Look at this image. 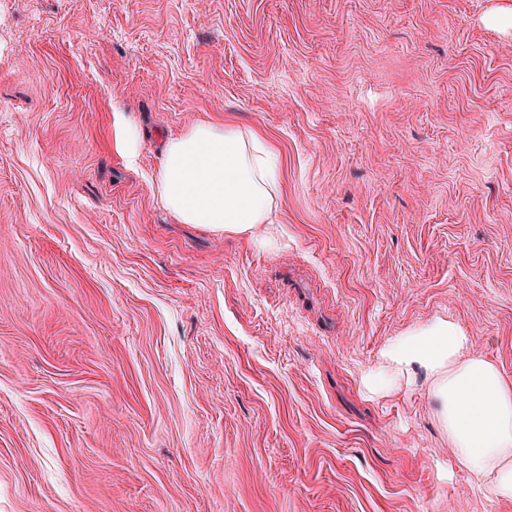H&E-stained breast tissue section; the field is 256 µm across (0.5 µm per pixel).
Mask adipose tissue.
<instances>
[{"label": "adipose tissue", "instance_id": "obj_1", "mask_svg": "<svg viewBox=\"0 0 512 512\" xmlns=\"http://www.w3.org/2000/svg\"><path fill=\"white\" fill-rule=\"evenodd\" d=\"M155 186L181 223L234 235L268 223L280 194L276 159L262 136L211 122L168 142ZM470 346L458 323L436 318L387 344L363 383L389 393L426 371L435 418L458 464L494 497L512 501V378Z\"/></svg>", "mask_w": 512, "mask_h": 512}]
</instances>
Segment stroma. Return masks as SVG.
Here are the masks:
<instances>
[{"label":"stroma","mask_w":512,"mask_h":512,"mask_svg":"<svg viewBox=\"0 0 512 512\" xmlns=\"http://www.w3.org/2000/svg\"><path fill=\"white\" fill-rule=\"evenodd\" d=\"M510 8L0 0V512H512L361 381L437 317L512 377ZM200 122L278 156L254 235L154 189ZM139 137L136 128L129 122L116 119L112 124V146L114 150L129 158L136 156Z\"/></svg>","instance_id":"stroma-1"}]
</instances>
